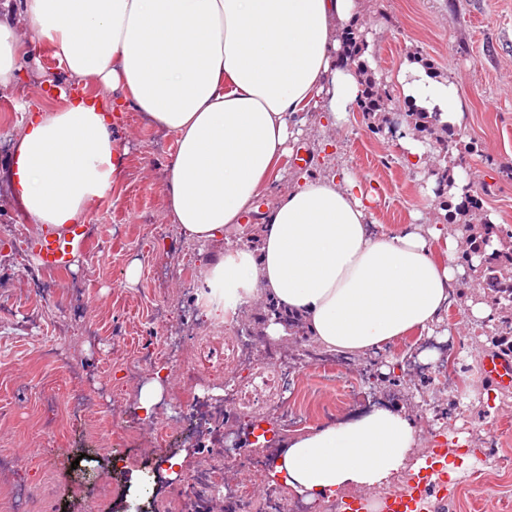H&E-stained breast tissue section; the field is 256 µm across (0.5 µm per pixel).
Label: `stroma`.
Returning <instances> with one entry per match:
<instances>
[{
	"mask_svg": "<svg viewBox=\"0 0 512 512\" xmlns=\"http://www.w3.org/2000/svg\"><path fill=\"white\" fill-rule=\"evenodd\" d=\"M372 47L379 75L383 111L367 119L353 106L336 129H321L315 112L302 113L301 134L294 152L284 159L286 177L344 169L366 179L375 192L371 221L376 230L394 231L404 224H443L444 212L436 161L452 157L465 164L472 194L473 220L492 213L499 225L512 228V0H366L356 21ZM429 63L434 76L456 83L468 106L465 127L448 141L429 133L431 166L418 169L408 162L392 134L393 113L409 114L396 77L407 57ZM65 73L57 57L44 51L20 79L10 101L47 105ZM23 115L0 121V455L11 465L0 473V512H25L12 494L23 484L43 495L47 512H188L199 468L209 466L205 448L175 451L159 448V422H148L138 409L142 383L156 369H167V408L179 412L196 397L181 375L183 354L201 353L215 367L224 363V347H198L199 325L193 319L197 293L184 286L182 268L200 265V247L168 223L161 186L165 164L175 150L173 136L160 133L141 113L122 112L112 135L122 150V170L109 195L86 216L83 242L73 254L74 265L46 272L51 288L33 296L27 274L40 270L26 240L38 231L28 223L9 186V168ZM138 263V282L126 279ZM186 315L178 332L182 353H171L168 326L158 323V303ZM42 317H35V310ZM95 337H88L86 327ZM451 336L440 344L455 369L452 383L427 381L424 392L433 408L415 404L421 443L456 444L495 454L482 476L449 485L452 512H501L512 502V387L486 381L481 361L491 349V326L468 321L458 303H451L444 321ZM56 346L55 362L41 351ZM152 347L155 367L143 368L140 380H125L126 369L139 365L143 347ZM97 403L90 422L63 411V397L72 373ZM339 380L349 383L346 405H338L335 386L321 383L317 371H305L295 382L292 409L296 435L321 425L317 408H339L340 418L362 412L379 401L401 402L405 393L371 388L361 366H340ZM446 413L447 426L435 421ZM159 448L162 458H183L178 474L154 470L141 454ZM86 456V471L74 470Z\"/></svg>",
	"mask_w": 512,
	"mask_h": 512,
	"instance_id": "1",
	"label": "stroma"
}]
</instances>
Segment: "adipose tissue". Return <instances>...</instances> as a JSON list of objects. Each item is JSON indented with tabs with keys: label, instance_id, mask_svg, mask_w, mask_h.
Segmentation results:
<instances>
[{
	"label": "adipose tissue",
	"instance_id": "1",
	"mask_svg": "<svg viewBox=\"0 0 512 512\" xmlns=\"http://www.w3.org/2000/svg\"><path fill=\"white\" fill-rule=\"evenodd\" d=\"M363 0H0V91L40 50L68 78L103 85L111 109L64 96L29 114L10 187L31 223L79 224L121 170L112 112L126 108L175 138L162 193L168 218L206 250L205 285L228 310L273 301V341L299 315L309 336L339 354L366 356L429 336L453 300L469 321L492 317L480 294L458 299L460 242L436 258V227L374 231L363 180L341 171L304 175L261 217L259 250L226 237L281 178L295 115L318 110L339 124L361 99L356 68H340L342 33ZM403 96L460 129L456 85L415 62ZM420 443L406 404L308 428L279 441L273 477L310 500L391 486Z\"/></svg>",
	"mask_w": 512,
	"mask_h": 512
}]
</instances>
